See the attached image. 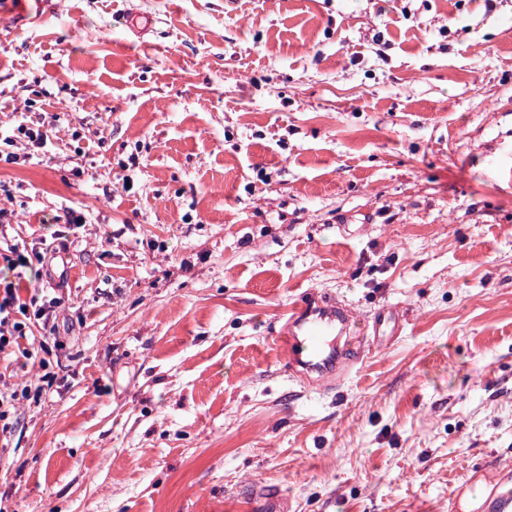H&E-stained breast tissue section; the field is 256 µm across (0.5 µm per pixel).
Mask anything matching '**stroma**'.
Masks as SVG:
<instances>
[{"label": "stroma", "instance_id": "35a3bbf8", "mask_svg": "<svg viewBox=\"0 0 512 512\" xmlns=\"http://www.w3.org/2000/svg\"><path fill=\"white\" fill-rule=\"evenodd\" d=\"M23 112L0 270L61 237L67 301L0 512H453L512 471V0H0ZM308 293L402 318L328 392L277 343ZM27 139L26 145L28 149L35 148V149H44L47 145L48 141V135L46 131H43L41 129V126H37V124H34L33 122L30 123L26 121L25 119H21L18 124L13 128V134L5 136L4 138L1 137V141H7L8 145H12L15 143L17 139Z\"/></svg>", "mask_w": 512, "mask_h": 512}]
</instances>
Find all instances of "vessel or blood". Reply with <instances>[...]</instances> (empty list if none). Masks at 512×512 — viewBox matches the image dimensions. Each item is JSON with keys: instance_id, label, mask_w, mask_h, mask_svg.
Here are the masks:
<instances>
[{"instance_id": "1", "label": "vessel or blood", "mask_w": 512, "mask_h": 512, "mask_svg": "<svg viewBox=\"0 0 512 512\" xmlns=\"http://www.w3.org/2000/svg\"><path fill=\"white\" fill-rule=\"evenodd\" d=\"M351 315L329 297L297 299L288 318L284 342L290 375L334 390L351 374L354 355ZM481 512H512V476L487 478Z\"/></svg>"}]
</instances>
